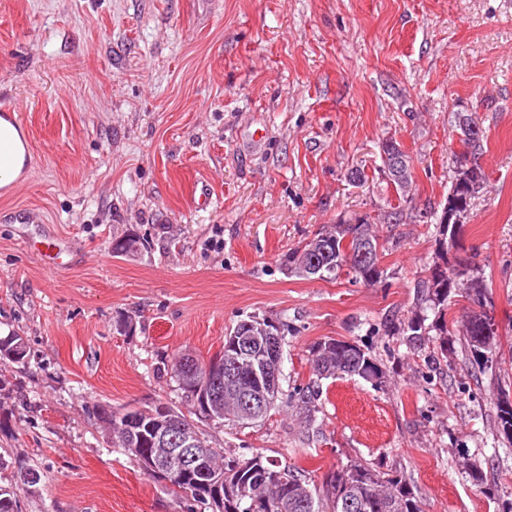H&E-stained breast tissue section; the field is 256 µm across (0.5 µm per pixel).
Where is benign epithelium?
I'll return each instance as SVG.
<instances>
[{
  "instance_id": "obj_1",
  "label": "benign epithelium",
  "mask_w": 512,
  "mask_h": 512,
  "mask_svg": "<svg viewBox=\"0 0 512 512\" xmlns=\"http://www.w3.org/2000/svg\"><path fill=\"white\" fill-rule=\"evenodd\" d=\"M277 340L278 336L270 331L265 336H256L243 330L235 338V349L240 354L260 349L254 355L252 370L264 384L246 397L234 391L238 366L234 359L224 369L202 374L192 364L191 356L186 355L182 359V382L199 396L202 405L211 415L224 416V401L233 398L238 404L236 413L239 418L252 419L274 401L273 391L277 387L281 358ZM152 416L154 420L146 425L152 443V448L144 453L147 471L164 469L189 474L197 469L201 463L200 437L197 432L169 417L167 408L162 405L157 406ZM196 493L212 503L214 512H223L224 493L220 486L200 485Z\"/></svg>"
}]
</instances>
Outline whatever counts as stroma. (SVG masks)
<instances>
[{
  "label": "stroma",
  "mask_w": 512,
  "mask_h": 512,
  "mask_svg": "<svg viewBox=\"0 0 512 512\" xmlns=\"http://www.w3.org/2000/svg\"><path fill=\"white\" fill-rule=\"evenodd\" d=\"M484 133L486 189L463 245L512 344V0H0V115L15 117L30 174L0 196V484L41 475L22 512H188L189 501L111 446L96 406L191 404L168 367L208 361L238 322L287 324L285 379L268 418L204 426L210 445L300 467L314 485L362 461L410 480L424 512H499L512 455L498 384L466 360L453 298L447 351L410 346L454 176V115ZM410 158L403 224H375L380 283L289 276L284 254L317 230L398 205L381 146ZM359 169L363 181H348ZM144 239L135 257L112 243ZM63 244L54 252L49 239ZM134 316L130 333L116 321ZM333 338L381 367L319 382L313 419L289 399L310 349ZM476 463L488 481L471 480ZM496 420L498 431L509 447L512 445V400L504 393L497 399Z\"/></svg>",
  "instance_id": "obj_1"
}]
</instances>
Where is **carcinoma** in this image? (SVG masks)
Returning a JSON list of instances; mask_svg holds the SVG:
<instances>
[{"instance_id":"1","label":"carcinoma","mask_w":512,"mask_h":512,"mask_svg":"<svg viewBox=\"0 0 512 512\" xmlns=\"http://www.w3.org/2000/svg\"><path fill=\"white\" fill-rule=\"evenodd\" d=\"M455 124L460 130L461 149L455 154L454 177L448 190L447 206L442 209L451 215V221L446 225L439 224L442 239L438 240V262L427 267L414 285L416 306L430 309L434 322L425 325V318L415 311L399 326L407 341L414 345L431 331H436V335L442 337L441 348L446 350L450 336L446 321L448 301L455 296L465 299L468 306L463 308L461 315L464 352L483 370L489 355L501 350L493 317V292L476 262H470L461 272L457 270L451 251L464 249L454 241L459 236L456 228L464 226L473 200L487 183L480 162L484 133L476 127L471 116L462 112L456 113ZM381 159L399 200L407 201L411 182L409 156L396 140L389 138L382 143ZM143 246L141 239L129 236L113 242L112 253L133 254ZM383 250V244L372 233L371 217L366 215L353 224L342 222L315 233L289 250L284 263L288 274L300 279L332 278L346 268L353 279L371 286L382 281L384 270L375 261L362 259V253L378 256ZM310 353L311 375L318 380L341 374L358 376L374 385L383 383L382 369L355 343L329 338L315 343ZM317 396L318 392L312 386L295 393L299 409L307 419L317 411ZM96 417L106 425L112 424V432H120L123 420L117 411L99 406ZM496 420L504 442L511 446L512 400L506 393L497 399ZM201 443L208 462L223 468L225 512H280L276 503L278 493L264 491L259 499L246 493V487L264 475L283 479L292 487L302 485L306 488V503L290 496L288 512H422L418 495L403 475L381 472L368 463L354 462L332 471L319 493L310 487L302 469L282 468L259 456L227 459L224 449L212 447L205 439ZM151 478L167 482L177 495L208 505L206 500L188 493L189 483L186 481L166 473L153 474ZM0 512H20L17 489L11 484L0 485Z\"/></svg>"}]
</instances>
